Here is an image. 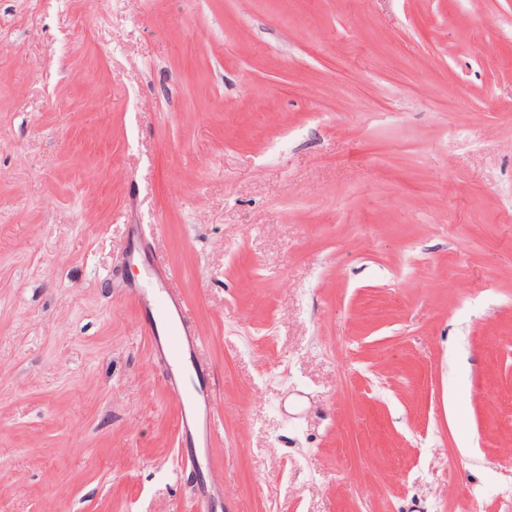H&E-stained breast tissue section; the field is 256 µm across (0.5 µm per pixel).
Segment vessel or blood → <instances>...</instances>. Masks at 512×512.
<instances>
[{
  "label": "vessel or blood",
  "mask_w": 512,
  "mask_h": 512,
  "mask_svg": "<svg viewBox=\"0 0 512 512\" xmlns=\"http://www.w3.org/2000/svg\"><path fill=\"white\" fill-rule=\"evenodd\" d=\"M128 258L145 270L142 283L125 291L127 301L143 317L142 330L148 336L151 353L165 366L164 381L179 402V453L184 464L197 466L210 460V450L222 434L216 412L217 393L204 377V369L192 360L199 339L192 330L185 300L168 290L165 280L170 270L149 250L140 225L128 229ZM197 512H222L212 483L195 490Z\"/></svg>",
  "instance_id": "b4317fda"
}]
</instances>
